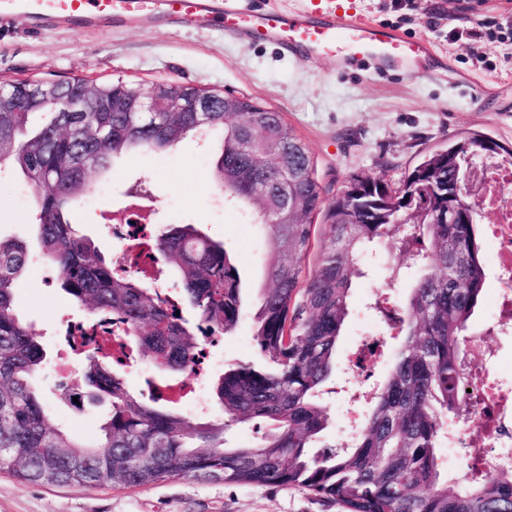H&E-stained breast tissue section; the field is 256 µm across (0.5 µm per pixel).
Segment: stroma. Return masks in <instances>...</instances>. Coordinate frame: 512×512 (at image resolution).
<instances>
[{"label": "stroma", "mask_w": 512, "mask_h": 512, "mask_svg": "<svg viewBox=\"0 0 512 512\" xmlns=\"http://www.w3.org/2000/svg\"><path fill=\"white\" fill-rule=\"evenodd\" d=\"M364 17L424 37L440 50L442 75L410 80L383 75L337 73L332 57L302 63L277 46L225 36L211 28H189L160 20L141 26L113 21L107 28L27 30L0 26V81L122 80L150 89L169 82L206 86L222 94L247 96L281 113L307 146L322 189L321 211L309 216L310 250L303 277L315 270L328 238L325 210L351 175L379 178L400 186L420 159L466 136H486L512 148V0H356ZM488 76L477 94L465 76ZM148 197L156 229L192 224L197 213L209 216L199 230L228 243L242 280L244 313L233 333L211 352L224 364L258 363L252 339L256 295L264 284L266 240L244 210L223 205L212 180V155L194 138L158 152L115 159L104 173L92 174L72 220L105 256H112L100 219L117 212L132 193ZM36 202L23 176H0V236L23 240L39 253ZM383 269L367 262L355 279L351 313L343 327L336 372L325 401L330 424L321 443L334 446L344 424L348 355L356 344L379 336L383 354L367 369L365 385L374 389L387 375L399 337L385 332L372 305L386 297L401 303L406 289L385 290ZM16 313L33 329L50 360L37 378L49 407L71 434L96 439L105 416L93 403L74 406L58 387L55 367L72 354L63 339L68 322L83 318L82 307L59 285L47 262L30 265L14 296ZM0 512H344L324 498L294 487L227 484L220 480L172 478L145 487L103 486L76 490L30 483L0 471Z\"/></svg>", "instance_id": "stroma-1"}]
</instances>
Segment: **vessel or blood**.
<instances>
[{
	"instance_id": "obj_1",
	"label": "vessel or blood",
	"mask_w": 512,
	"mask_h": 512,
	"mask_svg": "<svg viewBox=\"0 0 512 512\" xmlns=\"http://www.w3.org/2000/svg\"><path fill=\"white\" fill-rule=\"evenodd\" d=\"M116 18L135 25L162 19L218 26L239 39L275 44L299 61L318 59L339 43L338 70H397L411 79L435 54L425 38L364 19L354 0H306L285 13L251 8L248 0H0V25L107 27Z\"/></svg>"
}]
</instances>
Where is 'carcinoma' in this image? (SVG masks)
<instances>
[{"instance_id": "cac0c4a2", "label": "carcinoma", "mask_w": 512, "mask_h": 512, "mask_svg": "<svg viewBox=\"0 0 512 512\" xmlns=\"http://www.w3.org/2000/svg\"><path fill=\"white\" fill-rule=\"evenodd\" d=\"M62 87L52 80L0 84V167L30 182L36 196L41 255L53 263L61 288L90 309L117 316L129 344L149 361L145 388L129 389L104 348L71 347L82 372L108 404L102 437L85 442L64 431L48 410L36 378L46 352L13 308L15 289L33 255L17 239L0 237V469L33 483L90 490L106 484L141 487L166 478L288 485L334 501L346 512H512V474L477 473L457 483L438 462L448 416L468 403L465 339L483 302L487 268L479 216L454 198L455 160L498 146L473 136L425 157L404 178L398 196L380 179L353 176L327 212L328 242L308 281L302 260L310 249L307 217L321 204V188L306 145L280 113L250 98L224 99L248 110L253 147L228 125L227 112L196 124L194 112H54L23 139L29 112H10L29 90ZM224 128L214 156L215 185L224 198L258 202L259 185L288 198V212L265 224L266 280L255 303L253 340L268 360L261 370L238 364L212 385L224 418L191 417L157 394L188 375L202 350L198 335L224 336L242 315L239 270L225 244L193 224L154 233L155 260L176 275L177 297L194 311L192 325L170 309L138 273H117L94 242L77 233L70 211L93 172L141 150H168L187 135ZM403 255L418 268L404 303L373 309L402 339L380 388L370 397L357 440L322 450L317 441L330 413L321 397L336 367L349 316L354 277L364 250ZM261 430L248 446H227L231 425Z\"/></svg>"}]
</instances>
